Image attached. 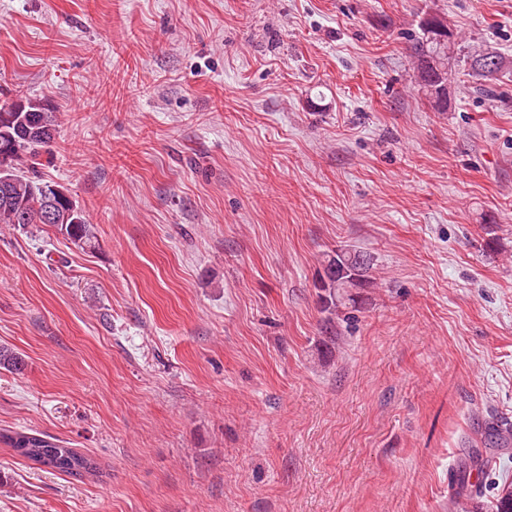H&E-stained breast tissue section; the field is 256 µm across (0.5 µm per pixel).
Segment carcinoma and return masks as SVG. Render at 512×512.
I'll return each mask as SVG.
<instances>
[{"mask_svg": "<svg viewBox=\"0 0 512 512\" xmlns=\"http://www.w3.org/2000/svg\"><path fill=\"white\" fill-rule=\"evenodd\" d=\"M455 40L449 31L442 41L422 34L411 46L418 60V80L423 88L436 87L442 76H451ZM469 70L479 80V90L492 91V85L509 67V61L500 54L485 59L482 52L468 56ZM55 112L40 101L19 99L0 106V149L7 144L14 146L6 163L0 185V224H43L46 200L53 194L54 184L40 182L20 170L26 165L33 170L42 152L51 146L55 134ZM57 230L74 242L85 246L94 244V231L84 212L76 214V223L59 224ZM373 268L371 255L354 250L336 251L326 255L320 288L324 291L321 302L324 310L339 311L355 306V288L368 283ZM24 359L18 352L0 347V368L19 372ZM0 443L12 448L18 455L43 467L73 476L94 475L96 462L73 448H67L56 438L18 431L0 432ZM467 464H462L455 475V495L458 499L475 500L483 497L480 481H471ZM493 512H512V483H506L492 503Z\"/></svg>", "mask_w": 512, "mask_h": 512, "instance_id": "cac0c4a2", "label": "carcinoma"}]
</instances>
